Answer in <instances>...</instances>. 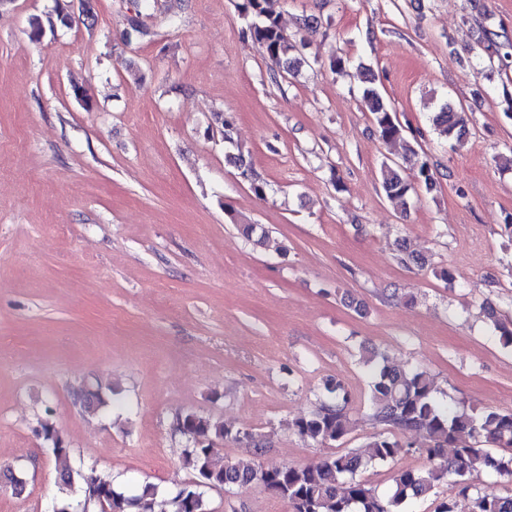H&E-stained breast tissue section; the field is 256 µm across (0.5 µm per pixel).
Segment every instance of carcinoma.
Instances as JSON below:
<instances>
[{
  "instance_id": "1",
  "label": "carcinoma",
  "mask_w": 512,
  "mask_h": 512,
  "mask_svg": "<svg viewBox=\"0 0 512 512\" xmlns=\"http://www.w3.org/2000/svg\"><path fill=\"white\" fill-rule=\"evenodd\" d=\"M283 0H241L240 16L250 19L248 32L265 47L274 77L294 79L308 65L301 49L305 37L290 39L284 35L280 22ZM73 17L61 9L46 20L33 18L32 33L40 36L44 27L54 29L59 23L72 25ZM470 58L483 65L488 75L512 66V38L485 26L477 29ZM363 82V103L373 116L381 140L402 138L403 126L396 114L374 86L369 67L359 66ZM432 127L444 142L461 141L468 135L466 114L462 107L448 100L432 112ZM381 188L386 198L401 211H407L416 187L432 191L438 175L417 149L410 146L403 163H383ZM241 235L256 245L267 239L258 224H240ZM485 317L499 333V342L512 347V319L504 318L490 304L482 305ZM362 360L371 366L370 418L383 430L373 433L365 449L338 451L304 466L278 465L264 468L251 459H232L222 454L219 442L231 439L250 442L260 449L262 436L233 429L210 416L187 411L178 416L180 425L190 439L183 453L184 465L193 480L177 489L169 499L171 512H211L207 493L213 488L226 491L246 490L261 485L271 495L284 500L291 512H405L411 499L425 498L442 484L450 485L457 495L471 501V512H512V492L494 488L474 491L471 477L492 474L499 483H512V411L476 413L462 402L451 405L437 395L431 375L418 366L391 362L388 356L373 347L362 350ZM112 386L98 383L88 392L89 403L84 412L96 414L108 405ZM351 395L339 380L323 382L319 407L307 416L292 421V427L303 438L320 445L341 442L349 434L353 421L349 415ZM43 439L53 445L57 462L58 487L63 497L58 512H78L71 500L75 490L84 493V501L116 505L120 512L130 506L138 512H153L157 487L141 484L135 495H127L115 485L108 474H86L69 463L70 450L60 432L46 422L40 423ZM407 435L421 432L427 439L428 465L422 469L394 471L389 493L381 495L359 474L372 463L394 462L410 452L412 442L399 438L393 431ZM452 453H447V449Z\"/></svg>"
}]
</instances>
